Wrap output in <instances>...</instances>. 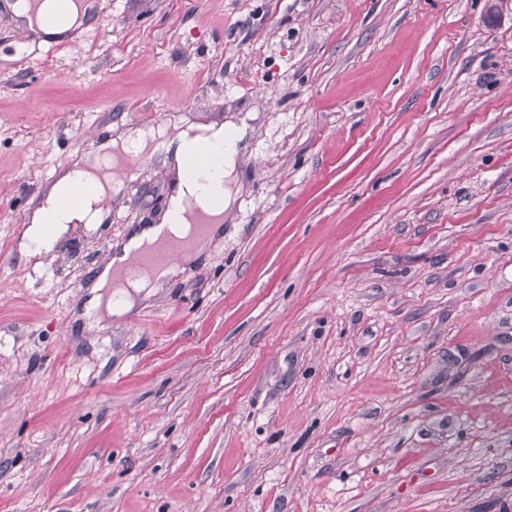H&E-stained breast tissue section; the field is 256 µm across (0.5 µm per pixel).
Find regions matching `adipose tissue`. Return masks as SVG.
Here are the masks:
<instances>
[{
    "label": "adipose tissue",
    "mask_w": 512,
    "mask_h": 512,
    "mask_svg": "<svg viewBox=\"0 0 512 512\" xmlns=\"http://www.w3.org/2000/svg\"><path fill=\"white\" fill-rule=\"evenodd\" d=\"M94 10L93 0H84L78 6L69 4L63 7L53 4L52 0H46L45 4L36 9L30 7L28 0H16L14 5L15 13L26 18L29 28L37 30L48 40L56 39L72 27L89 21ZM245 134V122L231 119L221 123L180 124L173 126L172 130L163 129L155 134L139 129L119 132L58 175L31 214L30 223L21 237V253L36 255L50 250L69 225L98 223L110 190L109 178L102 173L104 163L132 151L144 153L160 147L171 157L177 171L176 188L169 198L162 222L133 230L118 249L112 263L101 269L94 278L90 307L94 310L100 309L107 288L130 287L138 293L177 276L206 251L211 238L220 234V224H213L209 237L199 240L192 250L181 254L178 262L144 273L133 281L124 279L123 272L134 252L154 244L161 229H169L177 237L189 233L190 222L186 208L188 201H195L214 216L225 215L232 210L235 196L225 189L224 184L234 177L237 156ZM201 143L209 147L215 161L194 173H187L186 158ZM89 184L93 185L94 191L85 196L81 206L65 205L67 196L79 187Z\"/></svg>",
    "instance_id": "ef3b65f1"
}]
</instances>
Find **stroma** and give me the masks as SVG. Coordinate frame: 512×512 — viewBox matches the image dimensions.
I'll return each mask as SVG.
<instances>
[{
    "label": "stroma",
    "instance_id": "obj_1",
    "mask_svg": "<svg viewBox=\"0 0 512 512\" xmlns=\"http://www.w3.org/2000/svg\"><path fill=\"white\" fill-rule=\"evenodd\" d=\"M50 49L0 6V512H512V0H95ZM250 116L199 261L118 315L155 224L21 233L113 129Z\"/></svg>",
    "mask_w": 512,
    "mask_h": 512
}]
</instances>
